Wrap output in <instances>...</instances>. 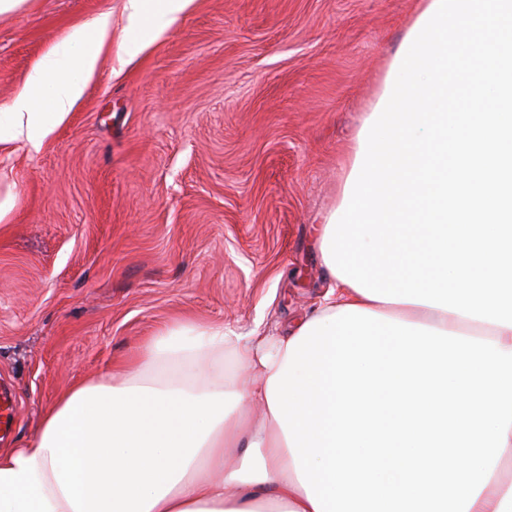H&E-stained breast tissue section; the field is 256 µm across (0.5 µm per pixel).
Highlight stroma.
I'll return each mask as SVG.
<instances>
[{"instance_id":"1","label":"stroma","mask_w":512,"mask_h":512,"mask_svg":"<svg viewBox=\"0 0 512 512\" xmlns=\"http://www.w3.org/2000/svg\"><path fill=\"white\" fill-rule=\"evenodd\" d=\"M126 0L0 14V107L74 28L97 72L40 151L0 150V381L38 430L71 384L176 322L285 336L328 289L320 227L420 0H194L136 56Z\"/></svg>"}]
</instances>
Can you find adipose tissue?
Masks as SVG:
<instances>
[{
	"label": "adipose tissue",
	"instance_id": "obj_1",
	"mask_svg": "<svg viewBox=\"0 0 512 512\" xmlns=\"http://www.w3.org/2000/svg\"><path fill=\"white\" fill-rule=\"evenodd\" d=\"M192 0H127L129 55ZM111 19L34 67L40 150ZM329 285L287 336L192 321L0 452V512H512V0H422L348 148Z\"/></svg>",
	"mask_w": 512,
	"mask_h": 512
}]
</instances>
